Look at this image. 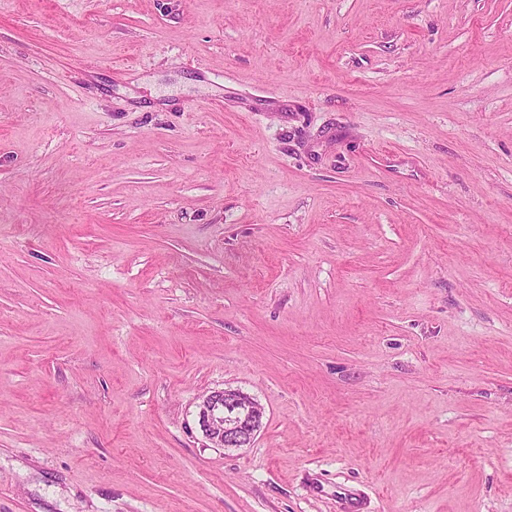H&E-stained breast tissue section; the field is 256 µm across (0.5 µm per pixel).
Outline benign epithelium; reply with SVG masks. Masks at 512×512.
Segmentation results:
<instances>
[{
    "mask_svg": "<svg viewBox=\"0 0 512 512\" xmlns=\"http://www.w3.org/2000/svg\"><path fill=\"white\" fill-rule=\"evenodd\" d=\"M257 401L235 389L213 392L198 405L197 424L215 448H244L262 427Z\"/></svg>",
    "mask_w": 512,
    "mask_h": 512,
    "instance_id": "7a95c632",
    "label": "benign epithelium"
}]
</instances>
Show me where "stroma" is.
<instances>
[{"mask_svg": "<svg viewBox=\"0 0 512 512\" xmlns=\"http://www.w3.org/2000/svg\"><path fill=\"white\" fill-rule=\"evenodd\" d=\"M0 512H512V0H0ZM257 401L235 389L212 392L198 405L197 424L215 448H244L262 427Z\"/></svg>", "mask_w": 512, "mask_h": 512, "instance_id": "stroma-1", "label": "stroma"}]
</instances>
